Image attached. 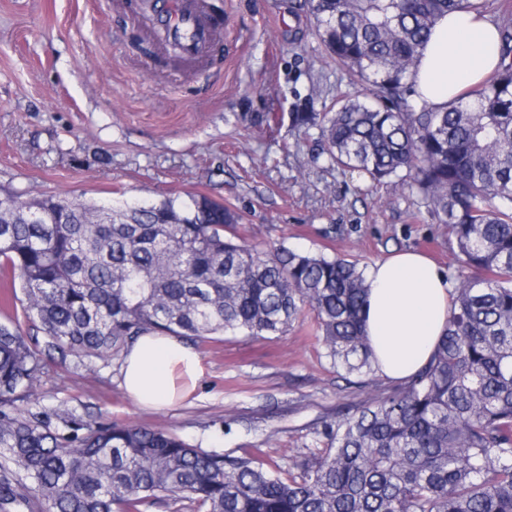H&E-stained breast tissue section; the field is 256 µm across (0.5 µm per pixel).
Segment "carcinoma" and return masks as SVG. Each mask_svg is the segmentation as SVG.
I'll return each mask as SVG.
<instances>
[{
    "label": "carcinoma",
    "instance_id": "carcinoma-1",
    "mask_svg": "<svg viewBox=\"0 0 512 512\" xmlns=\"http://www.w3.org/2000/svg\"><path fill=\"white\" fill-rule=\"evenodd\" d=\"M308 5L327 57L365 93L328 112L299 105L293 126L320 131L333 168L415 186L456 244L454 308L434 356L326 425L325 447L294 473L161 429L27 414L45 355L110 360L150 331L276 335L306 306L336 366L374 369L353 262L250 245L236 233L242 215L203 195H18L35 218L0 223L5 305L22 291L48 340L41 350L19 323L0 324V512H143L171 497L205 512H512V4L501 6L494 72L442 109L410 101L408 77L436 21L477 0ZM89 211L112 222L82 223Z\"/></svg>",
    "mask_w": 512,
    "mask_h": 512
}]
</instances>
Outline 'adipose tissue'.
<instances>
[{
    "mask_svg": "<svg viewBox=\"0 0 512 512\" xmlns=\"http://www.w3.org/2000/svg\"><path fill=\"white\" fill-rule=\"evenodd\" d=\"M490 17L467 9L444 15L410 76L417 97L442 108L468 85L487 77L498 59ZM363 319L382 378L403 381L429 362L448 326L451 290L446 273L416 250L396 251L376 261L366 277ZM203 373L199 353L173 335L148 332L129 346L122 387L136 405H176Z\"/></svg>",
    "mask_w": 512,
    "mask_h": 512,
    "instance_id": "adipose-tissue-1",
    "label": "adipose tissue"
}]
</instances>
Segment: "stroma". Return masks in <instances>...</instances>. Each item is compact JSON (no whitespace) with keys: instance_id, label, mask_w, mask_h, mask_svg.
Returning <instances> with one entry per match:
<instances>
[{"instance_id":"obj_1","label":"stroma","mask_w":512,"mask_h":512,"mask_svg":"<svg viewBox=\"0 0 512 512\" xmlns=\"http://www.w3.org/2000/svg\"><path fill=\"white\" fill-rule=\"evenodd\" d=\"M214 5L228 19L215 61L188 73L154 56L114 0H0V189L95 203L200 194L238 209L252 244L364 270L415 249L454 273L456 245L415 190L328 169L318 137L291 129L298 103L325 112L362 91L328 59L304 0ZM197 350L203 375L178 407L136 406L115 358L46 361L28 409L161 428L211 452L259 448L289 469L322 447L324 424L389 385L336 367L309 312L286 333L220 335Z\"/></svg>"}]
</instances>
